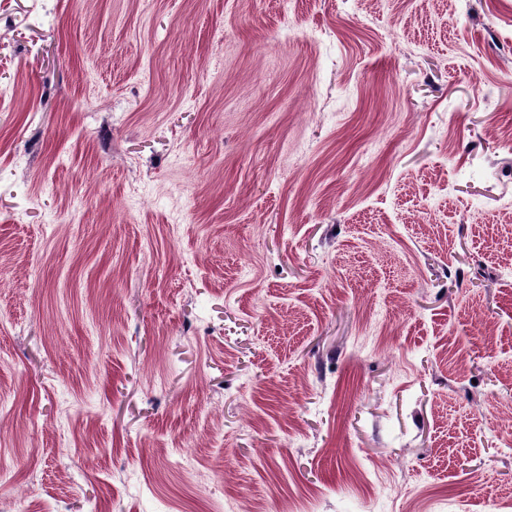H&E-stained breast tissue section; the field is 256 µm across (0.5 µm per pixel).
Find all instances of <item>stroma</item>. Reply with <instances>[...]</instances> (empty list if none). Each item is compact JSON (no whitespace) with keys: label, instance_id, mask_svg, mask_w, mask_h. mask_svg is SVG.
Wrapping results in <instances>:
<instances>
[{"label":"stroma","instance_id":"obj_1","mask_svg":"<svg viewBox=\"0 0 512 512\" xmlns=\"http://www.w3.org/2000/svg\"><path fill=\"white\" fill-rule=\"evenodd\" d=\"M0 512H504L512 0H0Z\"/></svg>","mask_w":512,"mask_h":512}]
</instances>
